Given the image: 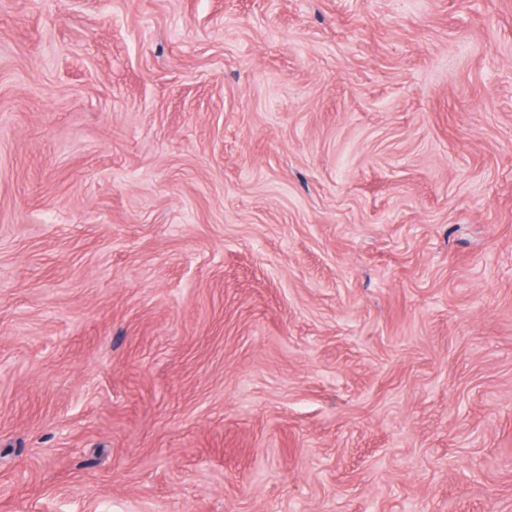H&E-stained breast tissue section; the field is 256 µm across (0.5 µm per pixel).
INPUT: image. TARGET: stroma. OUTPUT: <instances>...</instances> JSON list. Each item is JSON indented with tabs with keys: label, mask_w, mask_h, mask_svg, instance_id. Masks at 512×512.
<instances>
[{
	"label": "stroma",
	"mask_w": 512,
	"mask_h": 512,
	"mask_svg": "<svg viewBox=\"0 0 512 512\" xmlns=\"http://www.w3.org/2000/svg\"><path fill=\"white\" fill-rule=\"evenodd\" d=\"M0 512H512V0H0Z\"/></svg>",
	"instance_id": "1"
}]
</instances>
